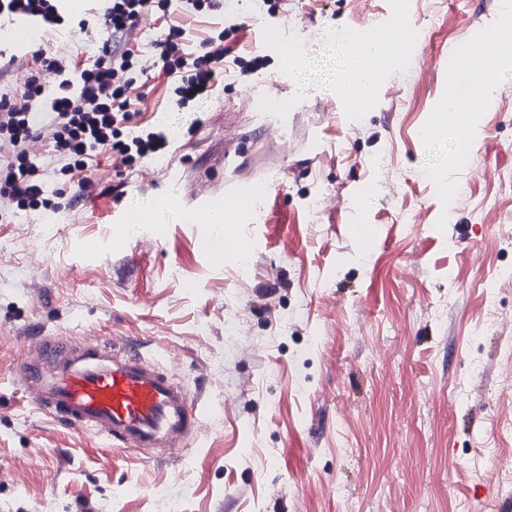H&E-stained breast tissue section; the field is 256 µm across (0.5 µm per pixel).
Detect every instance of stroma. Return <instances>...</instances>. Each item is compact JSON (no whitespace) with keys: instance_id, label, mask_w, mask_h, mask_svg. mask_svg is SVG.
<instances>
[{"instance_id":"35a3bbf8","label":"stroma","mask_w":512,"mask_h":512,"mask_svg":"<svg viewBox=\"0 0 512 512\" xmlns=\"http://www.w3.org/2000/svg\"><path fill=\"white\" fill-rule=\"evenodd\" d=\"M69 4L50 94L107 39L80 30L90 0ZM403 12L414 62L391 52L347 111L334 32ZM216 20L266 65L221 75L220 112L174 109L151 73L132 122L168 134L165 166L101 153L84 181L49 179L58 212L0 223V512H512L498 478L512 470V282L499 277L512 267V76H495L463 165L451 132L415 134L448 99V53L512 14L503 0H295L284 17L226 0L215 20L183 22L199 35ZM12 26L40 30L0 14V100L19 95L34 52ZM269 98L284 102L279 135ZM169 165L176 205L142 230L113 223L158 202ZM242 185L264 193L263 220L226 228L210 252V225L185 214ZM34 331L129 340L184 380L200 433L156 460L58 426L17 383Z\"/></svg>"}]
</instances>
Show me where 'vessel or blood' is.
I'll use <instances>...</instances> for the list:
<instances>
[{"instance_id":"1","label":"vessel or blood","mask_w":512,"mask_h":512,"mask_svg":"<svg viewBox=\"0 0 512 512\" xmlns=\"http://www.w3.org/2000/svg\"><path fill=\"white\" fill-rule=\"evenodd\" d=\"M398 34L397 27L376 22L363 36L349 37L347 46L360 66L372 69L385 57L381 45ZM501 38L498 30H488L462 56L449 57V68L469 84L484 85ZM217 218L226 224L260 223L259 199L246 189L227 193L204 201L185 220L209 224ZM36 345L35 355L16 362L19 383L39 410L64 427L160 458L198 435L201 419L186 385L137 347L121 342L109 348L99 339L75 342L44 334Z\"/></svg>"}]
</instances>
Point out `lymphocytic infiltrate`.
<instances>
[{
    "mask_svg": "<svg viewBox=\"0 0 512 512\" xmlns=\"http://www.w3.org/2000/svg\"><path fill=\"white\" fill-rule=\"evenodd\" d=\"M172 12L173 0H105L97 25L110 40L102 58L84 68L75 83L63 77L66 58L47 49L36 52L39 67L25 75L20 97L0 101V151L10 153L9 161L0 165V214L59 207L31 150L38 131L51 139L61 176L84 170L91 157L102 151L111 152L119 165L133 170L170 146L164 132L129 136L121 127L145 95L147 72L157 70L170 78L172 102L181 110L214 97L225 64L244 72L262 67L261 57L235 54L227 44L231 32L223 27L193 41L186 27L173 21L155 41L151 59L128 49L134 30L144 20ZM0 13L38 20L49 41L62 23L60 0H0ZM49 74L61 78L58 91L51 95L44 83Z\"/></svg>",
    "mask_w": 512,
    "mask_h": 512,
    "instance_id": "f902f5d3",
    "label": "lymphocytic infiltrate"
}]
</instances>
